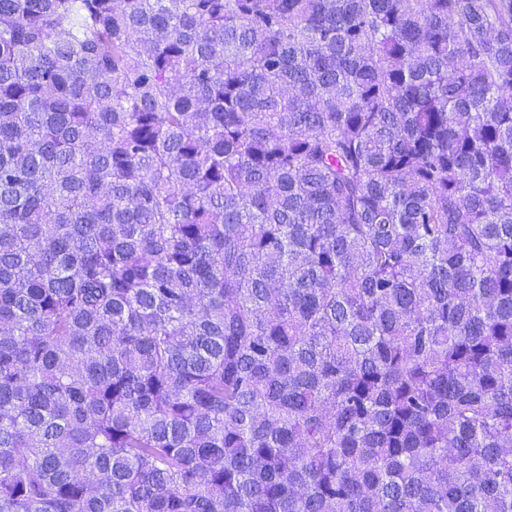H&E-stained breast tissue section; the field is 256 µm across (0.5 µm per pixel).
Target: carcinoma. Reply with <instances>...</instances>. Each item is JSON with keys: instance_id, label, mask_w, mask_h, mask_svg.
<instances>
[{"instance_id": "obj_1", "label": "carcinoma", "mask_w": 512, "mask_h": 512, "mask_svg": "<svg viewBox=\"0 0 512 512\" xmlns=\"http://www.w3.org/2000/svg\"><path fill=\"white\" fill-rule=\"evenodd\" d=\"M0 512H512V0H0Z\"/></svg>"}]
</instances>
